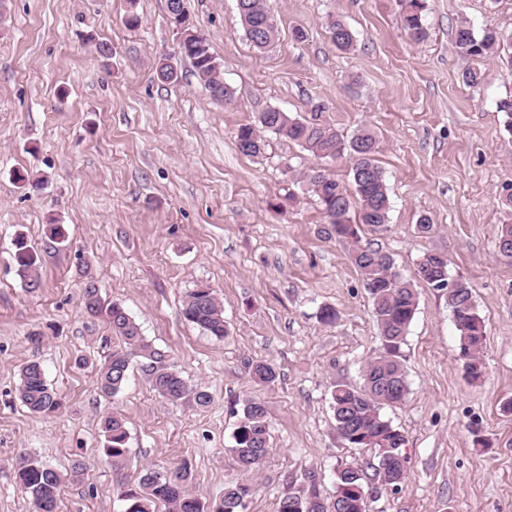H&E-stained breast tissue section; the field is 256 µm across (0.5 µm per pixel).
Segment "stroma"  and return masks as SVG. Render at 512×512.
Returning a JSON list of instances; mask_svg holds the SVG:
<instances>
[{"label":"stroma","instance_id":"35a3bbf8","mask_svg":"<svg viewBox=\"0 0 512 512\" xmlns=\"http://www.w3.org/2000/svg\"><path fill=\"white\" fill-rule=\"evenodd\" d=\"M279 39L265 52L247 41L236 0H185L195 28L222 63L235 97L213 100L167 21L166 0H7L0 23V512H31L15 482L29 453L60 472L59 512H123L115 488L145 469L188 464L190 489L213 503L240 478L233 431L247 398L267 409L271 451L250 473L245 512H275L280 498H329L339 469L374 475L373 453L346 445L330 405L339 383L361 386L362 366L383 351L372 302L342 244L330 237L316 200L293 180L318 164L288 140L269 136L264 154L235 145L240 125L277 107L321 118L351 137L379 138L378 162L391 198L385 231L365 232L414 281L418 307L400 349L409 394L384 408L407 438L408 479L384 491L370 512H512V259L497 247L512 184V67L473 60L454 46L459 24L512 37V0H427L429 36L399 28L402 0H270ZM141 17L128 28V10ZM357 36L353 51L331 44L329 17ZM304 40H296L295 29ZM107 43L100 57L97 43ZM166 57L178 81L153 71ZM485 74L479 85L467 70ZM25 174L27 182L17 181ZM434 227L419 233V215ZM66 238L47 239L48 222ZM39 258L41 286L16 273L17 234ZM447 256L451 277L472 287L485 326V375L469 382L445 292L419 281L424 254ZM104 304L121 303L142 333L168 352L208 407L171 402L130 371L119 394L97 385L106 356L121 348L105 315L82 305L87 282ZM216 289L228 334L216 339L185 321V293ZM335 308L330 326L321 306ZM43 332L33 344L30 332ZM39 361L63 402L52 418L18 398L19 374ZM272 363L274 385L247 366ZM121 413L128 460L112 468L102 452V416Z\"/></svg>","mask_w":512,"mask_h":512}]
</instances>
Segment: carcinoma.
Masks as SVG:
<instances>
[{"mask_svg": "<svg viewBox=\"0 0 512 512\" xmlns=\"http://www.w3.org/2000/svg\"><path fill=\"white\" fill-rule=\"evenodd\" d=\"M425 11L426 0H406L401 15L402 29L417 43L428 37ZM237 13L249 20V25L243 27L246 39L256 50L266 51L278 36L268 0H237ZM327 29L338 51L348 52L354 48L355 36L342 20L329 22ZM454 44L458 53L468 58L503 53L512 63V42L505 43L503 36L491 27L477 34L470 26L462 24L455 30ZM180 50L213 99L233 101L234 91L224 83L223 70L214 65L216 57L210 51L208 40L198 30H193V34L180 43ZM312 111L315 115L306 119L270 107L263 112L266 119L259 120V126H239L236 145L242 154L255 157L264 153L265 134L270 133L299 145L321 161H335L344 156L351 160L355 187L352 193L322 167L306 172L303 183L320 206L329 226L328 234L349 251L370 296L385 352L363 366V379L373 383L371 391L338 383L331 393L332 408L341 440L353 448L374 451L378 477L388 485L401 486L408 475L407 467L401 463L406 438L384 418L381 410L403 402L409 394L399 350L417 311V291L413 283L395 270L388 254L362 243L364 229L381 232L389 224L390 198L384 173L376 159V135L369 129H362L347 140L336 128L319 119L324 105L317 104ZM14 259L24 287L37 290L41 284L37 274L38 257L22 234L15 240ZM418 276L426 284L434 285V281L448 277V259H440L435 253L425 254L418 263ZM457 283L459 288L448 292V308L457 331L463 369L469 374V380L478 382L484 374L485 327L477 313L471 286L461 279ZM82 304L90 315L105 314L112 331L124 344L99 366L98 384L104 394L114 397L121 392L131 365L135 364L152 389L165 399L178 401L190 397L200 408L209 406L210 394L190 388L167 352L142 335L139 325L121 304L114 302L104 306L98 288L91 281L84 288ZM181 314L217 339L227 334L223 302L207 284H198L186 292ZM249 369L251 377L261 384H272L278 378L276 368L266 361L253 362ZM18 391L23 405L33 414L50 418L62 407L61 399L48 385L42 365L36 360L21 368ZM100 429L103 454L113 467H121L129 451L124 418L117 413L108 414L102 417ZM233 439V452L241 471L253 472L270 451L266 407L261 400L245 401ZM189 476L186 465L172 475L146 469L139 477L138 487L120 485L116 494L124 502V512H154L158 503L171 506L172 512H245L246 502L252 495L250 482L244 479L228 482L223 498L209 504L189 489ZM16 480L19 488L29 495L32 512H41L45 503L50 505L46 512H57L65 484L63 474L38 458L23 454L16 461ZM360 489H368L364 471L347 467L337 475L336 498L331 507H326L317 495L307 498L287 495L279 500L276 512H361Z\"/></svg>", "mask_w": 512, "mask_h": 512, "instance_id": "carcinoma-1", "label": "carcinoma"}]
</instances>
